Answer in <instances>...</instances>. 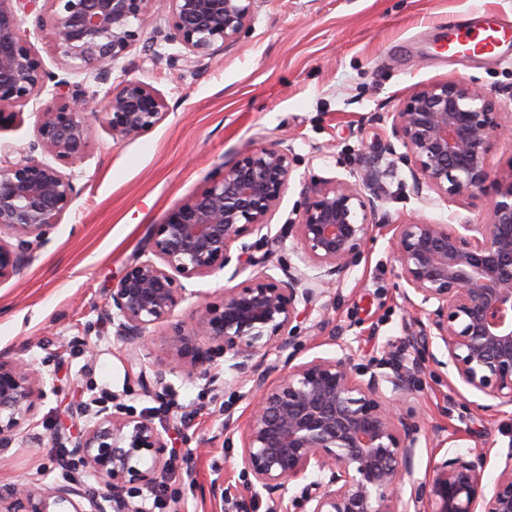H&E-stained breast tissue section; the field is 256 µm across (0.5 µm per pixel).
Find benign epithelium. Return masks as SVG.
Here are the masks:
<instances>
[{"label":"benign epithelium","instance_id":"1","mask_svg":"<svg viewBox=\"0 0 512 512\" xmlns=\"http://www.w3.org/2000/svg\"><path fill=\"white\" fill-rule=\"evenodd\" d=\"M261 2L0 0V108L39 101L34 140L24 147L0 144V284L24 282L78 196L75 177L64 168L83 162L96 126L122 142L151 132L167 116L160 93L134 77L116 81L98 112L81 90L67 92L68 82L45 66L22 28V15L33 16L37 29L49 28L61 64L107 82L109 65L152 28L156 4H163L169 25L153 28L151 40L178 47L167 61L193 69L232 50ZM50 82L58 93L44 101ZM509 123L512 113L500 111L493 92L448 80L416 88L392 113L393 140L375 161L345 178L302 182L280 230L296 241L301 268L272 263L271 250V221L295 179L292 149L285 139L253 144L215 167L198 194L173 208L149 240V258L136 260L112 285L102 318L123 343L143 347L150 330L185 299L181 279L253 269L244 285L224 289L220 305L199 303L189 323L166 334L169 370L195 376L222 357L224 373L251 384L241 434L245 499H280L290 482L302 480V512H512V442L490 488L482 466L450 448L432 477L411 479L424 431L412 402L430 368L446 369L498 408L512 406V174L496 180L489 168ZM385 154L393 160L384 166ZM397 161L408 168L416 197L480 198L487 222L380 223L384 182ZM381 229L391 233L407 313L426 318L419 332L376 364L359 366L346 354L296 362L303 315L324 297V285L360 264L367 241ZM139 367L144 392L168 389L166 370ZM45 387L40 371L0 356L1 448L32 419ZM80 414L86 426L74 443L79 466L114 489L160 485L167 444L151 418L118 404L85 406ZM0 512L104 509L75 479L40 496L18 488Z\"/></svg>","mask_w":512,"mask_h":512}]
</instances>
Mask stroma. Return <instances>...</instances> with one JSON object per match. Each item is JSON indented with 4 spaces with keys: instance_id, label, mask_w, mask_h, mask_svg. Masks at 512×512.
<instances>
[{
    "instance_id": "1",
    "label": "stroma",
    "mask_w": 512,
    "mask_h": 512,
    "mask_svg": "<svg viewBox=\"0 0 512 512\" xmlns=\"http://www.w3.org/2000/svg\"><path fill=\"white\" fill-rule=\"evenodd\" d=\"M452 16L462 22L492 17L512 29V0H263L246 37L200 70L167 65L176 48L162 42L151 52L136 46L115 65L114 77L151 84L168 114L133 141H113L97 128L74 169L80 192L24 284L0 285V355L32 364L48 385L31 426L11 447H0L1 498L22 485L40 494L65 482L70 472L61 461L72 457L73 439L84 424L72 407L112 398L165 430L168 453L191 459L190 465L170 467L168 483L183 488L184 496L163 512H235L212 496L210 484L220 477L226 485H242L241 450L224 445V412L246 419L247 386L230 381L212 391L203 380L175 372L167 376L168 391L144 393L130 368L167 363L165 329H152L144 349L117 340L101 318L112 284L174 206L200 192L214 167L254 143L283 138L295 156L297 180L272 220L277 231L299 197V178L343 177L349 167L377 155L391 137L390 113L416 87L473 83L499 92L502 111L512 113V46L493 55L450 52ZM30 40L46 67L71 88L104 98L108 84L63 69L46 33H32ZM410 186L407 168L398 166L386 182V223L418 215L437 224L487 219L482 201L426 204ZM367 251L368 261L330 284L324 308L309 318L313 325L326 319L343 329L346 349L313 328L299 338L300 360L344 351L364 363L417 332L405 314L403 282L387 235L375 233ZM233 285L226 270L185 280L189 296L173 321L189 322L197 295L217 303ZM92 346L99 351L94 359L88 354ZM491 402L482 392L449 386L447 372L426 376L417 403L428 433L415 451L414 479L442 460L440 443L449 439L460 451L483 454L484 480L493 482L512 445V409L494 411Z\"/></svg>"
}]
</instances>
